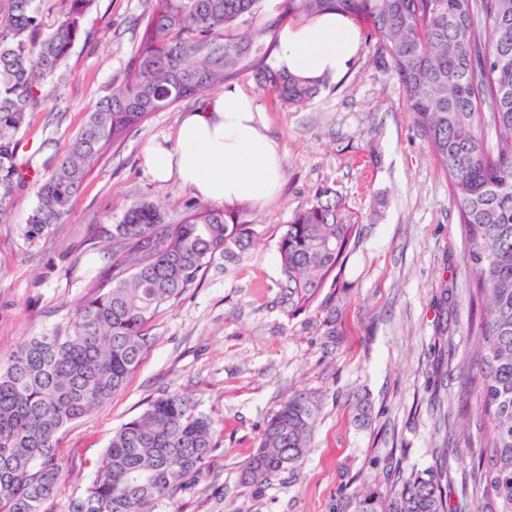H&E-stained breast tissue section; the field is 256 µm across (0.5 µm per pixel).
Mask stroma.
Listing matches in <instances>:
<instances>
[{"label": "stroma", "mask_w": 512, "mask_h": 512, "mask_svg": "<svg viewBox=\"0 0 512 512\" xmlns=\"http://www.w3.org/2000/svg\"><path fill=\"white\" fill-rule=\"evenodd\" d=\"M145 0H97L64 67L46 85L45 111L20 136L18 157L46 173L66 151L87 110L111 94L139 39ZM238 87L256 100L283 158L278 194L242 202L241 221L260 238L251 249L216 257L173 305L148 323L152 338L126 387L57 438L66 463L53 507L84 494L113 433L162 391L190 396L216 423L217 449L192 489L156 512H336L363 485L393 491L402 476L448 450V512H491L469 486L476 416L458 398L474 342L463 295L469 277L461 224L448 183L405 112L396 81L361 45L347 73L325 81L306 106L285 108L252 77ZM188 99L157 113L100 163L73 201L68 223L32 240L24 227L36 199L22 190L0 222V359L39 332L66 325L90 285L112 263L100 224L114 223L141 197L166 198L178 222L194 195L157 184L143 166L145 147L174 138ZM331 186L362 231L340 281L344 336L325 345L320 314L292 317L276 244L284 224L316 190ZM457 300L439 309L442 290ZM447 319L450 341L437 334ZM296 391L322 408L304 464L261 491L241 481L268 415ZM369 398V420L356 418Z\"/></svg>", "instance_id": "obj_1"}]
</instances>
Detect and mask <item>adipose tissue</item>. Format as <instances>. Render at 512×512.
Returning <instances> with one entry per match:
<instances>
[{"instance_id": "obj_1", "label": "adipose tissue", "mask_w": 512, "mask_h": 512, "mask_svg": "<svg viewBox=\"0 0 512 512\" xmlns=\"http://www.w3.org/2000/svg\"><path fill=\"white\" fill-rule=\"evenodd\" d=\"M361 43L348 17L328 12L284 24L273 65L310 83L344 73ZM143 162L160 183L178 181L202 200L262 203L276 193L282 175L278 144L255 100L227 87L187 112L173 143L149 144Z\"/></svg>"}]
</instances>
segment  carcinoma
Instances as JSON below:
<instances>
[{
	"label": "carcinoma",
	"instance_id": "carcinoma-1",
	"mask_svg": "<svg viewBox=\"0 0 512 512\" xmlns=\"http://www.w3.org/2000/svg\"><path fill=\"white\" fill-rule=\"evenodd\" d=\"M97 0H61L44 32L40 0H0V220L20 191L37 205L25 235L66 224L72 202L108 151L158 112L251 75L281 105L300 107L320 92L273 66L282 24L334 11L367 25L372 59L394 78L429 154L448 181L472 275L469 303L477 350L461 390L482 431L470 476L512 512V0H147L140 41L112 94L100 99L54 167L32 175L18 161L17 136L46 109L43 87L64 79L82 22ZM491 128L496 149L483 145ZM112 266L91 285L67 325L40 332L0 362V512H52L65 470L56 439L121 390L152 338L146 325L234 246L249 249L255 230L233 211L188 206L177 224L161 198L132 202L100 228ZM361 227L336 190L318 189L278 241L288 313H323L322 336H341L336 302L341 271ZM321 410L294 393L270 414L241 481L257 491L298 469ZM215 423L183 394L150 400L115 431L84 495L63 512H153L201 473L216 448ZM384 495L371 485L340 501L338 512H448V452Z\"/></svg>",
	"mask_w": 512,
	"mask_h": 512
}]
</instances>
